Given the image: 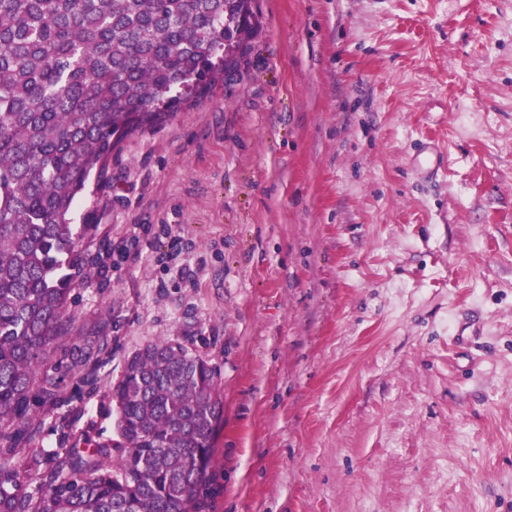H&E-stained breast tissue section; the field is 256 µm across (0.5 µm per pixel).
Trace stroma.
Masks as SVG:
<instances>
[{"label": "stroma", "instance_id": "1", "mask_svg": "<svg viewBox=\"0 0 512 512\" xmlns=\"http://www.w3.org/2000/svg\"><path fill=\"white\" fill-rule=\"evenodd\" d=\"M254 7L239 77L81 204L109 273L69 333L110 357L41 446L68 416L120 459L112 386L177 341L224 391L207 512H512V0ZM441 155L437 151L432 141L422 142L418 149L416 158H419L418 165H414L412 170L426 174L428 177H432L437 174L439 170V160ZM421 159V160H420Z\"/></svg>", "mask_w": 512, "mask_h": 512}]
</instances>
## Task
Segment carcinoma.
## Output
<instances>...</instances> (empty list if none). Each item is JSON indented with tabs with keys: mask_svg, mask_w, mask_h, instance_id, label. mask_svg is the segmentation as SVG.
Returning <instances> with one entry per match:
<instances>
[{
	"mask_svg": "<svg viewBox=\"0 0 512 512\" xmlns=\"http://www.w3.org/2000/svg\"><path fill=\"white\" fill-rule=\"evenodd\" d=\"M252 0H0V512H205L224 392L175 342L133 353L112 388L121 458L33 448L36 417L91 384L102 351L55 360L91 282L72 212L114 146L224 72Z\"/></svg>",
	"mask_w": 512,
	"mask_h": 512,
	"instance_id": "carcinoma-1",
	"label": "carcinoma"
}]
</instances>
